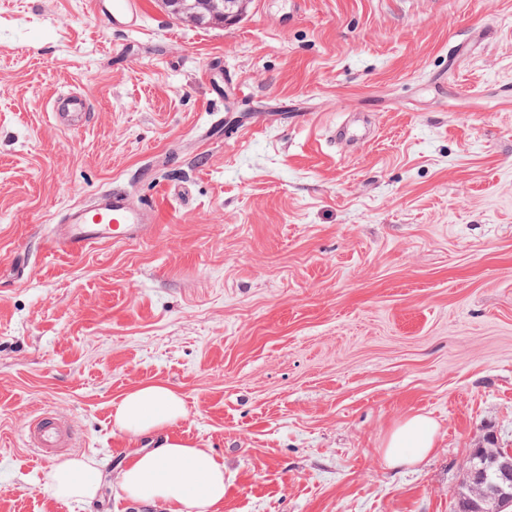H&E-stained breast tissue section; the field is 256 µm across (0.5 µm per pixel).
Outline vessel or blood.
I'll use <instances>...</instances> for the list:
<instances>
[{
  "label": "vessel or blood",
  "mask_w": 512,
  "mask_h": 512,
  "mask_svg": "<svg viewBox=\"0 0 512 512\" xmlns=\"http://www.w3.org/2000/svg\"><path fill=\"white\" fill-rule=\"evenodd\" d=\"M92 6L112 27L130 32L142 27L140 0H93ZM53 112L66 128L78 130L86 123L89 101L81 94L68 92L55 99ZM153 222L151 206L133 204L125 191L109 188L99 192L92 203L69 207L53 226L48 246L78 256L98 245L137 241ZM22 439L47 463L65 448L68 433L63 422L45 411L26 420Z\"/></svg>",
  "instance_id": "1"
}]
</instances>
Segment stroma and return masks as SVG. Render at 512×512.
<instances>
[{"instance_id": "obj_1", "label": "stroma", "mask_w": 512, "mask_h": 512, "mask_svg": "<svg viewBox=\"0 0 512 512\" xmlns=\"http://www.w3.org/2000/svg\"><path fill=\"white\" fill-rule=\"evenodd\" d=\"M141 3L125 32L0 0V512H155L109 478L56 497L21 439L50 409L117 469L147 381L223 462L221 512H452L472 449L512 448V0H254L231 27ZM356 116L371 137L332 140ZM113 186L153 206L140 240L47 248ZM413 413L436 448L387 468ZM55 119L70 130H80L85 126L89 112L88 99L78 93L68 92L56 98L52 108Z\"/></svg>"}]
</instances>
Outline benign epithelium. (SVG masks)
I'll return each instance as SVG.
<instances>
[{
  "mask_svg": "<svg viewBox=\"0 0 512 512\" xmlns=\"http://www.w3.org/2000/svg\"><path fill=\"white\" fill-rule=\"evenodd\" d=\"M167 10L188 25L204 21L233 25L248 13L251 0H163ZM479 466L468 471L461 496L470 512H499L500 504L512 500V449L476 448Z\"/></svg>",
  "mask_w": 512,
  "mask_h": 512,
  "instance_id": "7a95c632",
  "label": "benign epithelium"
}]
</instances>
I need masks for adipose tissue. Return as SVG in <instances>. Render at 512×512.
Masks as SVG:
<instances>
[{
    "instance_id": "1",
    "label": "adipose tissue",
    "mask_w": 512,
    "mask_h": 512,
    "mask_svg": "<svg viewBox=\"0 0 512 512\" xmlns=\"http://www.w3.org/2000/svg\"><path fill=\"white\" fill-rule=\"evenodd\" d=\"M187 414L183 397L162 382L130 388L112 412L114 427L135 439L156 437L154 448L137 452L118 473L122 495L158 512H220L224 504V465L197 445L169 435L168 430ZM435 422L414 414L398 422L383 449L387 467L404 468L421 463L434 449ZM51 486L61 497L94 502L101 482L96 464L84 458L58 462Z\"/></svg>"
}]
</instances>
